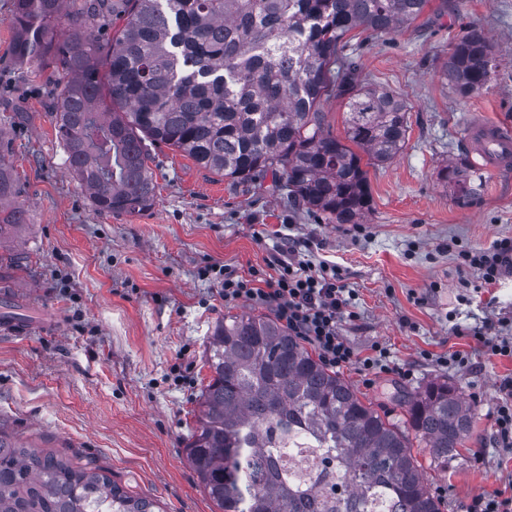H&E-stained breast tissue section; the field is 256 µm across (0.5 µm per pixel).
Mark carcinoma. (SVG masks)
<instances>
[{"mask_svg": "<svg viewBox=\"0 0 512 512\" xmlns=\"http://www.w3.org/2000/svg\"><path fill=\"white\" fill-rule=\"evenodd\" d=\"M13 0L12 63L61 69L55 135L68 170L105 215L156 201L149 148L165 145L234 182L279 177L289 203L336 224L371 209L361 154L392 160L409 107L357 83L346 53L360 28L388 35L430 0ZM113 30L104 45L102 31ZM493 46L471 28L440 66L462 96L495 75ZM347 98L345 138L320 109ZM439 177L466 205L477 191L462 163ZM0 153V241L25 211ZM211 377L186 437L187 462L220 512H441L412 453L409 432L442 470L470 436L471 405L446 382L415 395L409 430L382 417L278 320L242 313L214 325L204 352ZM0 512H165L98 467L26 447L0 430Z\"/></svg>", "mask_w": 512, "mask_h": 512, "instance_id": "cac0c4a2", "label": "carcinoma"}]
</instances>
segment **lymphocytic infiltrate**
<instances>
[{
  "mask_svg": "<svg viewBox=\"0 0 512 512\" xmlns=\"http://www.w3.org/2000/svg\"><path fill=\"white\" fill-rule=\"evenodd\" d=\"M286 259L280 260L278 275L264 279L259 270L242 274L224 267L214 273L219 292L225 302L239 300L273 311L289 332L311 345L321 361L331 368L355 367L359 371H389V355L385 347L374 345L368 356L351 346L341 332L344 320L354 319L352 295L341 282L335 267L319 265L296 256V244L283 245ZM462 266L480 270L485 283L501 277L503 269L512 266V240L504 239L489 251L463 250Z\"/></svg>",
  "mask_w": 512,
  "mask_h": 512,
  "instance_id": "1",
  "label": "lymphocytic infiltrate"
}]
</instances>
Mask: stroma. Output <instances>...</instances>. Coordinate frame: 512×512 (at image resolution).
I'll use <instances>...</instances> for the list:
<instances>
[{"label": "stroma", "mask_w": 512, "mask_h": 512, "mask_svg": "<svg viewBox=\"0 0 512 512\" xmlns=\"http://www.w3.org/2000/svg\"><path fill=\"white\" fill-rule=\"evenodd\" d=\"M456 3L441 14L431 0L394 34H350L358 81L400 93L409 131L388 163L363 161L373 199L363 223L329 224L286 203L273 179L238 184L165 146L151 151V210L97 213L65 165L46 80L10 62L13 0H0V152L27 219L0 241V255L22 257L9 282L13 307L35 325L24 339L0 330V427L25 446L65 452L73 465L95 462L165 512H217L183 441L211 376L203 356L214 324L251 306L225 303L205 271L276 276L271 261L288 237L304 242L312 262L336 264L353 290L357 317L342 324L350 344L363 356L376 344L389 350L394 370L372 385L355 368L338 371L381 415L403 423L410 398L442 381L470 401L476 427L447 471L435 469L423 443L412 444L430 488L445 491L444 512L512 490V447L495 443L492 421L512 357L486 353L472 334L486 323L512 340V272L488 285L457 259L459 250L512 239V168L471 161L481 186L468 205L439 178L448 161L466 157L473 116L512 129V0ZM473 26L491 40L497 72L463 97L440 65ZM454 351L468 364H437ZM406 365L412 378L398 373Z\"/></svg>", "instance_id": "obj_1"}]
</instances>
